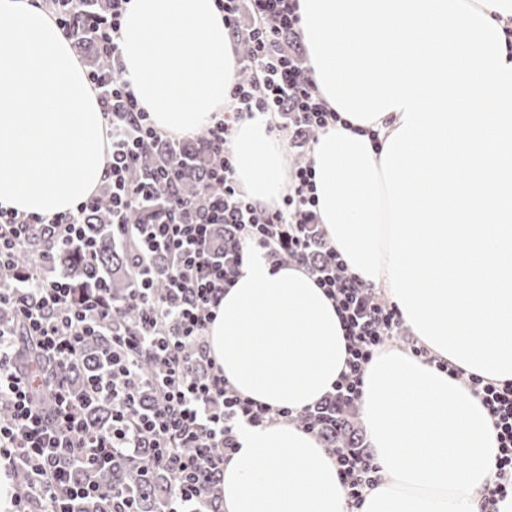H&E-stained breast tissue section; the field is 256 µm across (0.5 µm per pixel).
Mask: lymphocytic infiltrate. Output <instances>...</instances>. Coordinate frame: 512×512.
Segmentation results:
<instances>
[{"label": "lymphocytic infiltrate", "instance_id": "lymphocytic-infiltrate-1", "mask_svg": "<svg viewBox=\"0 0 512 512\" xmlns=\"http://www.w3.org/2000/svg\"><path fill=\"white\" fill-rule=\"evenodd\" d=\"M128 0H110L106 10L82 9V0H44L73 46L94 35L103 53L119 57L122 19ZM298 0H216L224 24L246 49L229 103L207 132L211 147L210 180L218 190L208 208L183 197L172 168L131 180L130 172L148 148L163 137L120 76L87 78L106 98L110 160L105 183L111 189L113 239L130 244L132 283L122 303L110 302L103 288L75 292L65 275L37 274L16 266L18 252L36 236L82 258L97 255L85 220L96 206L89 197L74 210L49 218L0 209V271L11 273L0 287V456L9 460L21 489L15 512H80L85 499L99 496L93 483L74 474L121 455L142 472L173 471L177 484L166 495L164 512H222L224 464L240 448L245 426L295 425L312 434L336 465L350 506L359 507L368 490L380 484L381 468L368 442L352 447L329 440L326 430L357 408L366 366L389 341L402 340L409 354L454 379H465L487 410L496 432V479L485 488L493 504L512 496V382L463 375L447 360L430 355L414 337L403 335L401 313L373 286L349 272L318 222L315 171L291 169L280 201L260 209L246 197L236 178L230 144L244 118H274V128L295 140L327 128L338 115L316 95L310 68L286 53L282 43L301 28ZM170 198L164 218L134 224L128 217L159 194ZM259 250L272 265L302 267L334 301L348 341L345 368L332 391L316 404L294 411L272 409L240 395L213 356L207 336L215 310L242 264ZM167 259L164 291L153 286L156 255ZM136 312L137 324L115 328L120 312ZM34 337L38 364L18 365L21 335ZM103 342L85 388L73 392L67 371L79 361L88 340ZM153 373H146L144 364ZM106 405L110 414L91 425L83 411Z\"/></svg>", "mask_w": 512, "mask_h": 512}]
</instances>
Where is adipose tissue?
I'll return each mask as SVG.
<instances>
[{
	"label": "adipose tissue",
	"instance_id": "ef3b65f1",
	"mask_svg": "<svg viewBox=\"0 0 512 512\" xmlns=\"http://www.w3.org/2000/svg\"><path fill=\"white\" fill-rule=\"evenodd\" d=\"M298 5L316 90L340 117L311 152L327 238L432 354L512 380V0ZM120 53L123 79L170 135L209 125L237 79L215 0H129ZM268 126L243 120L232 142L260 207L286 189V146ZM108 154L98 95L55 18L40 0H0V209H74L102 184ZM208 336L235 389L273 408L314 405L347 357L323 289L258 252ZM360 410L384 480L354 512H512L510 496L482 506L497 442L461 381L386 348L365 370ZM239 442L224 512H353L311 435L279 423L243 428Z\"/></svg>",
	"mask_w": 512,
	"mask_h": 512
}]
</instances>
